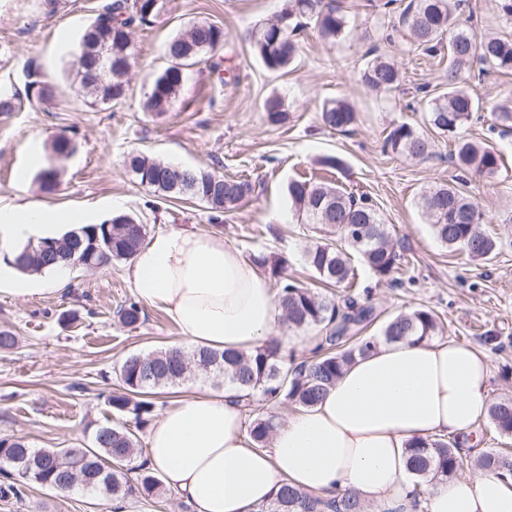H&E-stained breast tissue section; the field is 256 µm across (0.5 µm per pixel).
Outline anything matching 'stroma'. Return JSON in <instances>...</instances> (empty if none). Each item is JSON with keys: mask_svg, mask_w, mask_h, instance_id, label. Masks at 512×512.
Here are the masks:
<instances>
[{"mask_svg": "<svg viewBox=\"0 0 512 512\" xmlns=\"http://www.w3.org/2000/svg\"><path fill=\"white\" fill-rule=\"evenodd\" d=\"M380 0H339L348 29L338 41L306 28L289 68L269 71L255 55L248 33L273 20L287 0H169L149 26L136 28V59L129 88L112 108H91L69 88L55 101L0 115V208L34 202L52 211L83 210L93 223L128 213L149 233L171 228L217 229L242 253L263 251L288 258L287 274L312 284L302 247L320 237L313 225L298 223L288 201L294 180H331L369 195L381 211L403 255L393 282L357 269L354 292L368 296L380 319L403 309L426 307L445 325V338L483 349L492 366L490 399L512 398V133L493 134L492 111L512 98V73L471 79L482 103L480 120L467 127L471 138H492L503 166L494 176L474 179L469 194L486 215L483 229L500 242L491 263H472L448 252L433 235L419 206L423 189L451 182L448 138L435 154L407 160L384 149L393 125L423 126L428 101L422 85L442 86L445 66L411 43L405 32L385 23ZM103 0H59L55 11L39 0H0V91H23L31 73L61 80L65 57L92 22ZM223 26L224 45L208 64L191 69L170 112H144L151 82L166 66L167 41L189 23ZM403 68L400 87L374 93L359 82L370 48ZM280 96L287 123H267L263 102ZM347 100L359 120L346 135L323 128L318 114L326 101ZM64 135L75 152L58 159L59 188H40L38 174L48 147ZM139 153L175 165L205 168L249 179L253 193L222 223L197 201H164L129 173L128 154ZM342 160L340 170L322 164ZM125 261L95 270L73 269L66 283L22 298L0 292V327L14 330L19 346L0 352V436L23 435L37 448L89 445L97 427L113 423L107 403L125 357L175 342L178 330L161 309L144 307L137 328L122 326L115 311L134 293ZM110 500L76 489L62 495L28 488L23 499H0V512H113Z\"/></svg>", "mask_w": 512, "mask_h": 512, "instance_id": "35a3bbf8", "label": "stroma"}]
</instances>
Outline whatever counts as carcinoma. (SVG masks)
I'll list each match as a JSON object with an SVG mask.
<instances>
[{"mask_svg": "<svg viewBox=\"0 0 512 512\" xmlns=\"http://www.w3.org/2000/svg\"><path fill=\"white\" fill-rule=\"evenodd\" d=\"M166 7V0H111L102 6L83 36L95 51L84 64H73L67 71L78 94L90 107L112 106L125 98L128 74L135 58L132 31L148 26ZM381 12L409 34L424 53L438 56L448 50L447 82L429 99L425 127L397 124L384 140V150L400 157L425 160L432 154L435 138L447 137L453 144L452 159L463 173L494 175L501 166L500 150L469 137L466 127L479 111L480 103L465 85L463 75L474 67L479 74L506 73L512 70V37L482 36L460 20L461 0H383ZM314 23L319 35L338 40L345 33L347 19L334 0H288L287 7L272 21L250 34L255 54L270 71H280L292 63L299 45L302 19ZM224 45V28L197 21L178 33L165 48L168 66L153 80L144 104L145 111L160 118L170 111L179 96L187 71L209 60V55ZM112 59L111 74L95 75L96 54ZM402 72L394 62L374 57L360 71V81L369 90L388 93L398 88ZM49 83L28 82L26 97L19 93H0V114L18 112L23 100L50 98ZM266 121L274 126L289 119L288 108L276 96L263 104ZM500 132L512 129V99L495 107ZM323 127L339 133L351 131L357 121L353 107L342 99L326 102L319 115ZM75 143L59 136L50 143L47 166L39 173L42 189L51 193L59 186L60 171L54 160L72 154ZM127 167L155 196L187 197L222 216L237 210L251 195L246 179L227 178L204 168H181L179 181L169 171L174 165L140 154H130ZM466 179L431 186L422 191L419 204L435 237L452 251H462L477 262L492 260L497 241L480 229L484 214L465 189ZM291 208L302 224H319L324 238L304 251L306 264L325 287L351 288L355 264L359 263L378 280H389L403 259L397 250L389 225L372 200L355 196L333 182L296 180L288 187ZM147 225L127 214H117L110 224H92L62 240L29 245L16 252L11 264L22 271L38 272L54 266L63 269L105 267L114 261L130 259L143 244ZM248 259L263 275L274 280L277 296L288 327L304 330L318 327L322 337L313 359L286 362L281 345L265 347L247 354L236 350L193 349L188 352L161 348L133 353L116 368L118 389L108 398L112 413L129 419L123 425L98 427L87 448H35L24 435L0 437V498L23 497L26 488L36 485L51 490L53 484L67 481L91 493L112 500L133 494L162 498L166 490L160 478L138 458L140 430L154 412L152 398L159 390L182 384L199 374L211 375L217 385L238 393L244 406L268 405L287 401L299 408L316 404L343 369L356 357L375 349L380 341H428L443 334L439 316L426 308L400 312L385 321L380 335L367 336L365 330L376 320L375 308L358 296L347 293L336 299L308 288L286 275L288 260L265 252H253ZM79 265H73L74 261ZM118 321L135 328L143 322L142 310L135 302L116 310ZM489 421L504 435H512V398L493 401L487 409ZM275 429L274 418L256 416L247 428L257 446L263 448ZM409 467L415 479V507L426 512L421 486L443 481L460 468V441L429 438L408 446ZM474 468L504 479L512 478V454L496 449L481 452ZM96 470L94 482H76L77 475ZM256 512H367V504L352 494L322 498L304 494L285 485L276 498Z\"/></svg>", "mask_w": 512, "mask_h": 512, "instance_id": "carcinoma-1", "label": "carcinoma"}]
</instances>
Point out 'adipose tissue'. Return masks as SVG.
Segmentation results:
<instances>
[{
  "label": "adipose tissue",
  "mask_w": 512,
  "mask_h": 512,
  "mask_svg": "<svg viewBox=\"0 0 512 512\" xmlns=\"http://www.w3.org/2000/svg\"><path fill=\"white\" fill-rule=\"evenodd\" d=\"M35 203L0 210V250L87 224ZM137 299L165 311L177 349L252 352L277 341L281 309L268 278L217 231L153 234L126 267ZM63 271L26 275L0 261V291L27 297ZM486 353L454 340L385 342L348 365L313 407L288 416L266 447L253 444L235 393L180 398L148 430L147 464L194 512H256L282 484L321 496L353 493L387 512H415L410 441L475 430L489 401ZM429 512H512V480L458 476L428 488Z\"/></svg>",
  "instance_id": "ef3b65f1"
}]
</instances>
